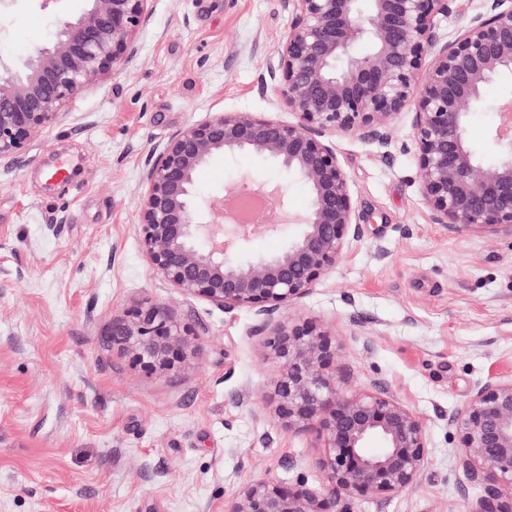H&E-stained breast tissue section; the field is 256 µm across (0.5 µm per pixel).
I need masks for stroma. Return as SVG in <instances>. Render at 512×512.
I'll list each match as a JSON object with an SVG mask.
<instances>
[{"instance_id": "obj_1", "label": "stroma", "mask_w": 512, "mask_h": 512, "mask_svg": "<svg viewBox=\"0 0 512 512\" xmlns=\"http://www.w3.org/2000/svg\"><path fill=\"white\" fill-rule=\"evenodd\" d=\"M84 6L15 0L0 55L25 54ZM287 27L279 0H151L136 56L0 171V512H224L258 478L323 487L315 435L259 401L277 366L254 316L153 274L136 229L152 146L220 112L274 111L260 79ZM509 92L511 75L486 87L469 124L477 151ZM411 119L394 118L384 147L336 136L361 236L285 311L326 331L341 387L393 396L426 426L417 485L354 497L351 512H462L484 495L457 465L449 421L476 386L512 375V234L432 222ZM59 154L78 163L72 183L47 179ZM247 169L287 182L290 210L307 207L300 180L256 157L214 162L198 181L218 187ZM144 298L197 333L182 367L149 372L113 347V317Z\"/></svg>"}]
</instances>
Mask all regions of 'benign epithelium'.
Returning a JSON list of instances; mask_svg holds the SVG:
<instances>
[{"mask_svg": "<svg viewBox=\"0 0 512 512\" xmlns=\"http://www.w3.org/2000/svg\"><path fill=\"white\" fill-rule=\"evenodd\" d=\"M150 0H86L55 19L47 40L25 57H0V166L9 169L90 85L136 54ZM455 0H280L289 25L261 77V91L291 112H221L189 124L146 156L137 232L150 270L185 295L224 312L248 311L254 333L279 366L261 396L283 426L324 444L323 490L271 479L245 484L224 512H348L347 496L401 493L428 466L423 421L382 392L341 390L330 366L336 351L321 327L279 312L308 296L360 238L355 201L332 137L381 146L391 121L412 108L419 187L435 224L512 233V130L496 127L489 156L471 147L468 126L486 86L512 75V0L482 6L454 39L441 41L436 15ZM260 157L300 179L309 204L285 219L288 187L245 171L222 189L202 191L205 165ZM261 189L272 219L247 229L225 200ZM258 231L285 237L268 256H247ZM112 344L148 371H171L196 350L194 330L145 299L112 319ZM458 462L485 484L464 512H512V377L476 387L450 421Z\"/></svg>", "mask_w": 512, "mask_h": 512, "instance_id": "obj_1", "label": "benign epithelium"}]
</instances>
